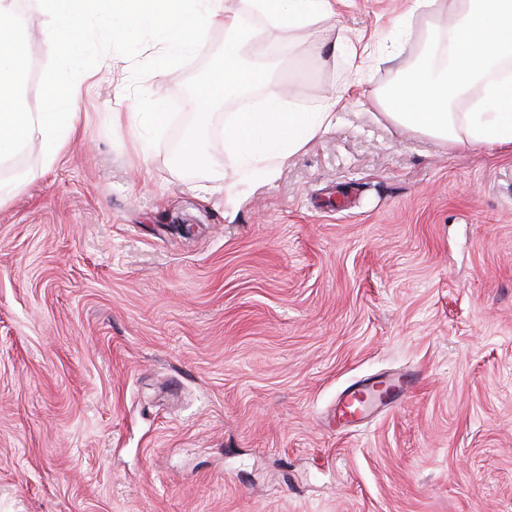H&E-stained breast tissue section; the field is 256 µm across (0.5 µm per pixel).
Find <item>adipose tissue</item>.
Returning a JSON list of instances; mask_svg holds the SVG:
<instances>
[{"mask_svg": "<svg viewBox=\"0 0 512 512\" xmlns=\"http://www.w3.org/2000/svg\"><path fill=\"white\" fill-rule=\"evenodd\" d=\"M271 29L311 28L336 16V0H253ZM448 15L444 28L431 27L432 50L385 88L370 85L376 47L342 33L353 84L367 103L397 128L439 140L449 149L512 151V0H410L409 16ZM345 99L336 89L315 110H284L279 96L266 95L234 113L224 127V147L232 159L266 180L274 179L289 157L327 134Z\"/></svg>", "mask_w": 512, "mask_h": 512, "instance_id": "adipose-tissue-1", "label": "adipose tissue"}]
</instances>
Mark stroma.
I'll list each match as a JSON object with an SVG mask.
<instances>
[{
    "label": "stroma",
    "mask_w": 512,
    "mask_h": 512,
    "mask_svg": "<svg viewBox=\"0 0 512 512\" xmlns=\"http://www.w3.org/2000/svg\"><path fill=\"white\" fill-rule=\"evenodd\" d=\"M26 31L39 109L48 16ZM264 94L302 82L313 109L347 87L336 124L265 182L224 151L209 174L173 156L193 113L147 155L113 113L134 60L109 54L75 102L71 147L0 168V512H512V154L452 151L396 128L348 87L345 55L268 35ZM408 0H337L340 27L394 31ZM379 58L385 86L427 48L429 22ZM228 38L141 86L188 103ZM238 197L228 200L225 184ZM419 372L404 399L336 431L352 385Z\"/></svg>",
    "instance_id": "stroma-1"
}]
</instances>
